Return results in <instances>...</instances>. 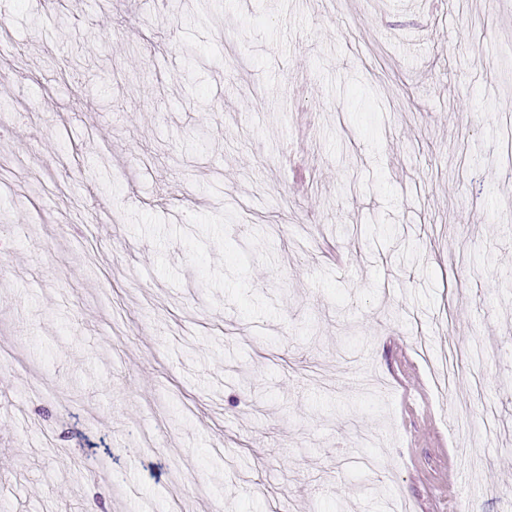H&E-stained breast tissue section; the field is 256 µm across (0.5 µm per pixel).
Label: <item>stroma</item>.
<instances>
[{
  "label": "stroma",
  "instance_id": "obj_1",
  "mask_svg": "<svg viewBox=\"0 0 512 512\" xmlns=\"http://www.w3.org/2000/svg\"><path fill=\"white\" fill-rule=\"evenodd\" d=\"M0 8V512H501L512 0Z\"/></svg>",
  "mask_w": 512,
  "mask_h": 512
}]
</instances>
